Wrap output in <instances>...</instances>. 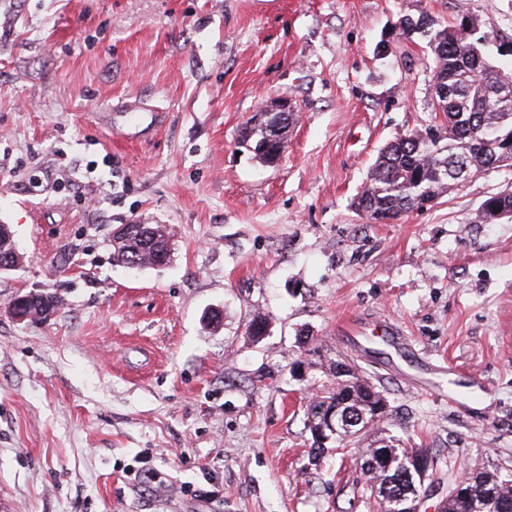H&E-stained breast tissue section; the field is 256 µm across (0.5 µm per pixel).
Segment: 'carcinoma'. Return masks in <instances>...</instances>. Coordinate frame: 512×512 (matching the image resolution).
<instances>
[{
  "mask_svg": "<svg viewBox=\"0 0 512 512\" xmlns=\"http://www.w3.org/2000/svg\"><path fill=\"white\" fill-rule=\"evenodd\" d=\"M395 29L401 36L419 34L427 39L434 58L433 107L444 124L428 131L395 138L380 149L360 190L354 207L369 223L387 224L406 213L422 210L440 196L460 187L470 177L489 169L512 167V40H501L496 64L488 52L491 37L480 34L474 21L461 17L451 26H441L426 15H404ZM296 113L271 112L264 123L250 122L242 128L243 145L260 163L270 166L280 160ZM501 209L512 217V193H499L484 200L482 218ZM171 236L163 224L148 225L147 235L113 248V260L123 266L154 267L159 253L170 250ZM332 373L340 382L318 390L307 409L308 427L315 436L325 429V438L336 447H347L358 435L342 437L328 428L331 409L351 417L386 415L384 395L353 368L338 362ZM420 448H400L395 439L360 456L361 468L372 475L370 492L380 498L384 512H415V498L425 480L418 475L403 486L398 476ZM470 494L484 498L483 512H500L512 500V477L496 471H472L463 480Z\"/></svg>",
  "mask_w": 512,
  "mask_h": 512,
  "instance_id": "carcinoma-1",
  "label": "carcinoma"
}]
</instances>
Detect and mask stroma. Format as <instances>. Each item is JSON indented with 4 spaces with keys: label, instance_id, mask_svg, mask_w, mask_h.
I'll list each match as a JSON object with an SVG mask.
<instances>
[{
    "label": "stroma",
    "instance_id": "obj_1",
    "mask_svg": "<svg viewBox=\"0 0 512 512\" xmlns=\"http://www.w3.org/2000/svg\"><path fill=\"white\" fill-rule=\"evenodd\" d=\"M419 13L512 38V0H0V217L24 258L0 274L14 512H382L357 458L389 435L434 460L419 512L470 469L512 476V220L481 219L512 168L390 224L353 206L380 149L435 121L431 51L394 30ZM280 98L298 117L265 166L238 132ZM132 222L169 228L167 265L114 262ZM33 290L60 306L16 323ZM384 316L415 354L341 330ZM345 358L388 412L318 454L307 406ZM209 476L218 496L187 494ZM46 292L29 291L24 294L17 295L9 308V314L12 319L18 322H38L46 321L51 316L49 310L34 311L29 309L28 305L31 301L41 297H46Z\"/></svg>",
    "mask_w": 512,
    "mask_h": 512
}]
</instances>
